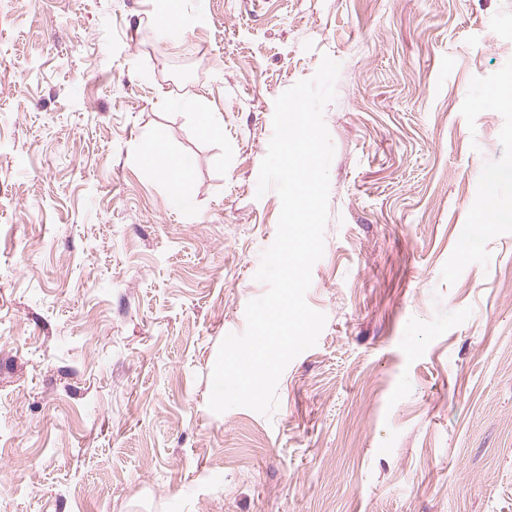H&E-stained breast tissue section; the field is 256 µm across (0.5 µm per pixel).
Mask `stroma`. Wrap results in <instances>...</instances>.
<instances>
[{"instance_id":"1","label":"stroma","mask_w":512,"mask_h":512,"mask_svg":"<svg viewBox=\"0 0 512 512\" xmlns=\"http://www.w3.org/2000/svg\"><path fill=\"white\" fill-rule=\"evenodd\" d=\"M178 8L175 46L156 0L0 19V512H512V0ZM325 55L326 324L272 416L217 414L281 209L274 101ZM149 141L190 160L192 210Z\"/></svg>"}]
</instances>
